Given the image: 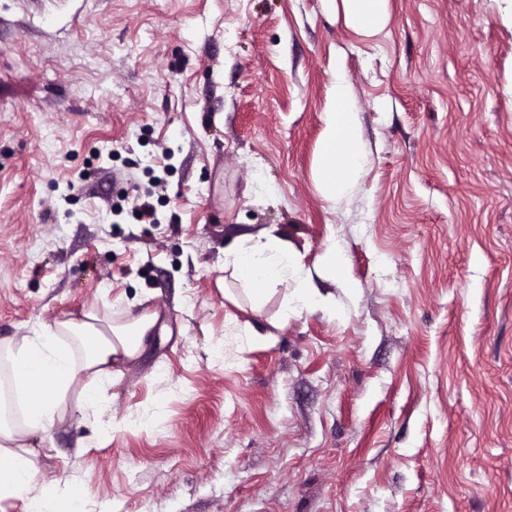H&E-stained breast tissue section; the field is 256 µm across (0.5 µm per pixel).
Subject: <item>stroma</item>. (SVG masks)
<instances>
[{
  "instance_id": "obj_1",
  "label": "stroma",
  "mask_w": 512,
  "mask_h": 512,
  "mask_svg": "<svg viewBox=\"0 0 512 512\" xmlns=\"http://www.w3.org/2000/svg\"><path fill=\"white\" fill-rule=\"evenodd\" d=\"M0 0V339L158 321L21 452L84 512H512V0ZM368 164L316 183L336 68ZM152 191L158 221L132 211ZM274 226L329 302L253 308ZM346 259L334 279L325 243ZM271 342L224 351V324ZM354 25L364 30H377L387 22V0H344Z\"/></svg>"
}]
</instances>
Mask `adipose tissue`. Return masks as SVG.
<instances>
[{"label":"adipose tissue","mask_w":512,"mask_h":512,"mask_svg":"<svg viewBox=\"0 0 512 512\" xmlns=\"http://www.w3.org/2000/svg\"><path fill=\"white\" fill-rule=\"evenodd\" d=\"M357 102L343 74H335L324 116L318 182L331 208L347 203L354 176L367 161L359 138ZM224 268L248 286L253 305L266 292L292 283L296 307H322L324 296L304 268L301 255L283 235L261 229L246 234L242 243L224 254ZM97 317L60 322L58 332H37L20 341L0 342V439L45 431L58 411V400L75 382H82L79 412L100 408V390L121 365L138 359L157 317L141 314L125 327L97 326ZM25 495L32 512H81L75 497L63 498L38 490L34 471L14 453L0 449V502Z\"/></svg>","instance_id":"1"}]
</instances>
